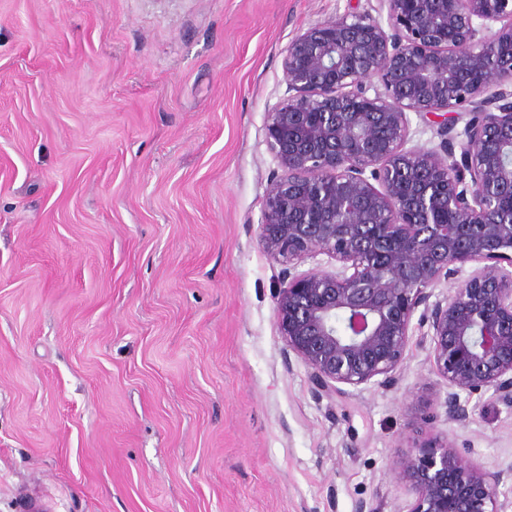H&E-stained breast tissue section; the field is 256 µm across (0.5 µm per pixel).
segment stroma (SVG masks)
<instances>
[{"label":"stroma","mask_w":512,"mask_h":512,"mask_svg":"<svg viewBox=\"0 0 512 512\" xmlns=\"http://www.w3.org/2000/svg\"><path fill=\"white\" fill-rule=\"evenodd\" d=\"M371 0H0V512H407L417 427L512 466V408L413 327L397 384L317 397L258 243L288 43Z\"/></svg>","instance_id":"1"}]
</instances>
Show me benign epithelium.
Here are the masks:
<instances>
[{
  "label": "benign epithelium",
  "instance_id": "obj_1",
  "mask_svg": "<svg viewBox=\"0 0 512 512\" xmlns=\"http://www.w3.org/2000/svg\"><path fill=\"white\" fill-rule=\"evenodd\" d=\"M377 2L288 43V96L265 115L281 174L258 240L292 268L328 258L275 295L279 336L317 395L393 385L421 308L448 422L465 424L475 395L512 405V222L492 194L512 191V56L486 66L512 44V0ZM412 114L438 118V146L407 147ZM443 280L455 285L430 301ZM392 471L407 512L509 507L498 487L512 469L462 459L449 433Z\"/></svg>",
  "mask_w": 512,
  "mask_h": 512
}]
</instances>
